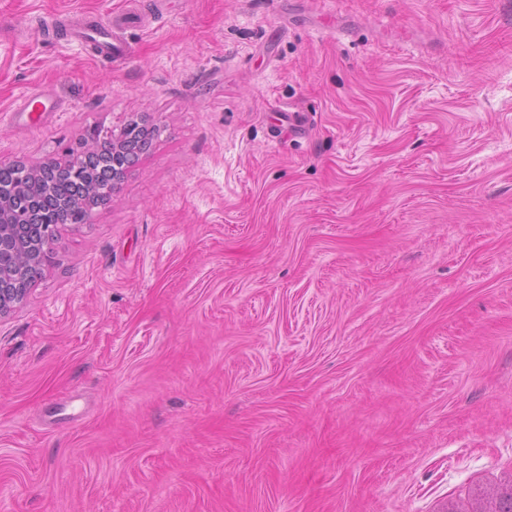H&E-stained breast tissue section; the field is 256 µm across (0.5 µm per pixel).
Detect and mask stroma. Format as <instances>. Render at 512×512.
Here are the masks:
<instances>
[{
  "mask_svg": "<svg viewBox=\"0 0 512 512\" xmlns=\"http://www.w3.org/2000/svg\"><path fill=\"white\" fill-rule=\"evenodd\" d=\"M122 14L128 59L71 37ZM140 120L0 316V512H469L512 480V0H0V161ZM56 105L57 103L51 93L46 89H41L30 94L17 112L28 113L29 115H31V112H54Z\"/></svg>",
  "mask_w": 512,
  "mask_h": 512,
  "instance_id": "stroma-1",
  "label": "stroma"
}]
</instances>
